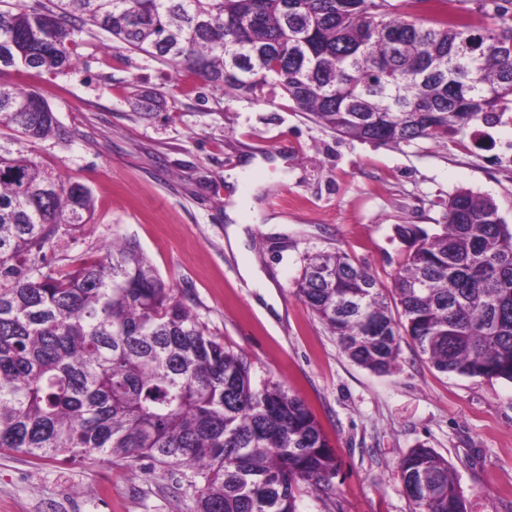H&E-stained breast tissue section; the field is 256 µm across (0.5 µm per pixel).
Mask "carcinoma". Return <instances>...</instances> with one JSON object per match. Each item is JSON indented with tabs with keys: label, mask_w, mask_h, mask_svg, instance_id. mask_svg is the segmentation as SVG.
I'll return each instance as SVG.
<instances>
[{
	"label": "carcinoma",
	"mask_w": 512,
	"mask_h": 512,
	"mask_svg": "<svg viewBox=\"0 0 512 512\" xmlns=\"http://www.w3.org/2000/svg\"><path fill=\"white\" fill-rule=\"evenodd\" d=\"M0 0V73L74 65L76 23L116 48L181 64L231 94L281 91L337 133L380 144L446 143L512 111V8L483 0ZM0 128L60 135L33 89L0 82ZM430 234L405 244L393 287L344 252L306 258L296 296L343 352L377 374L402 337L441 373L512 383V228L468 189ZM94 214L89 188L30 157L0 153V450L42 459H145L181 472L191 512H299L307 483L332 490L336 455L305 401L257 386L155 271L136 240L65 273L37 271L60 230ZM413 512H466L448 460L431 448L399 463Z\"/></svg>",
	"instance_id": "cac0c4a2"
}]
</instances>
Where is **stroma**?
Here are the masks:
<instances>
[{
    "instance_id": "obj_1",
    "label": "stroma",
    "mask_w": 512,
    "mask_h": 512,
    "mask_svg": "<svg viewBox=\"0 0 512 512\" xmlns=\"http://www.w3.org/2000/svg\"><path fill=\"white\" fill-rule=\"evenodd\" d=\"M75 65L30 85L63 137L31 144L0 130V150L30 155L88 186L90 223L60 233L44 263L68 271L135 239L209 334L246 355L255 382L305 400L336 454L333 491L301 486L299 512H412L398 465L412 449L447 458L467 512H512V383L438 372L410 339L378 375L352 362L295 294L307 256L343 251L385 286L403 258L394 225L435 233L464 188L491 198L512 225V122L478 124L448 144L378 145L337 134L277 94L227 96L184 67L116 50L91 26L74 35ZM153 93L164 107L142 115ZM260 160L259 168L243 165ZM240 172L249 244L226 241L228 179ZM275 285L267 305L241 262ZM177 473L141 461L33 459L0 451V512H191Z\"/></svg>"
}]
</instances>
